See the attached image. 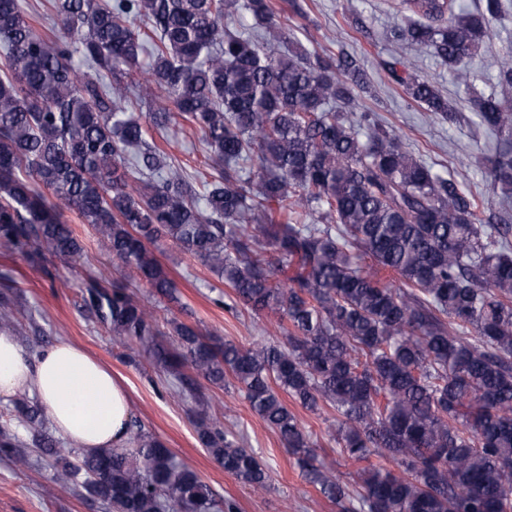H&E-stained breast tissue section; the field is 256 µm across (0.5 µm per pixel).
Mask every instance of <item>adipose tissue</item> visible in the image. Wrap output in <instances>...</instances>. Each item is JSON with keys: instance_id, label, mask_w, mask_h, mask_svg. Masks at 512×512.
<instances>
[{"instance_id": "adipose-tissue-1", "label": "adipose tissue", "mask_w": 512, "mask_h": 512, "mask_svg": "<svg viewBox=\"0 0 512 512\" xmlns=\"http://www.w3.org/2000/svg\"><path fill=\"white\" fill-rule=\"evenodd\" d=\"M28 394L47 410L55 432L95 451L128 445L131 400L109 367L79 345L61 341L29 359L0 333V397Z\"/></svg>"}]
</instances>
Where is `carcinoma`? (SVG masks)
<instances>
[{
	"label": "carcinoma",
	"mask_w": 512,
	"mask_h": 512,
	"mask_svg": "<svg viewBox=\"0 0 512 512\" xmlns=\"http://www.w3.org/2000/svg\"><path fill=\"white\" fill-rule=\"evenodd\" d=\"M53 9L62 28L51 40L22 0H0V248L79 259L69 210L113 260L177 303L154 249L171 242L228 288L215 304L271 314L280 333L242 346L176 318L166 332L126 285L87 275L94 322L174 371L177 398L200 407L204 384L234 381L339 512H512V225L485 223L463 182L370 122L366 75L290 42L271 0H53ZM395 9L406 23L390 37L467 84L475 76L461 65L496 35L506 3ZM136 75L157 88L145 113L133 111L126 82ZM388 75L432 115L456 118L457 105L413 67L393 63ZM467 107L497 137L485 174L508 196L512 43L494 89ZM180 120L201 135L200 183L150 138ZM17 310L0 300L1 329L15 327ZM286 396L315 415L336 412L340 452L368 463L354 486L324 464ZM13 408L25 435L0 429V457L28 469L37 448L54 458L57 484L110 512H237L133 423V447L74 461L48 436L40 406L18 398ZM196 432L224 471L256 493L271 489L244 437L204 411Z\"/></svg>",
	"instance_id": "cac0c4a2"
}]
</instances>
